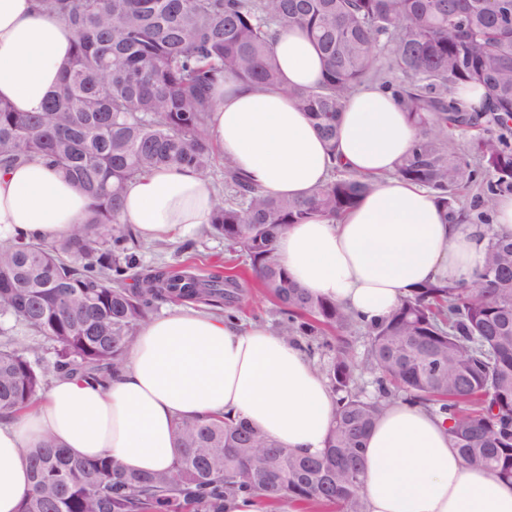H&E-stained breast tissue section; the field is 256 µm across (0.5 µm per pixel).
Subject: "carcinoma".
<instances>
[{
	"label": "carcinoma",
	"mask_w": 512,
	"mask_h": 512,
	"mask_svg": "<svg viewBox=\"0 0 512 512\" xmlns=\"http://www.w3.org/2000/svg\"><path fill=\"white\" fill-rule=\"evenodd\" d=\"M74 31L60 86L32 112L0 102V165L40 158L93 200L90 222L49 243L0 245V415L23 409L47 376L109 384L138 328L162 301L201 303L234 317L237 275L199 276L176 263L138 272L136 241L117 216L137 176L187 165L209 178L214 91L225 76L281 88L273 41L303 29L324 61L322 81L288 94L333 146L345 101L372 81L391 91L417 138L395 175L430 190L443 221L491 225L512 192V14L490 0H38ZM481 88L480 104L456 98ZM467 132L462 150L456 135ZM376 180L337 171L303 198L259 190L224 160L210 217L281 305L279 334L327 361L336 411L322 455L304 457L244 419L176 426L171 468L127 472L68 455L48 439L29 452L21 512H228L259 493L268 503L336 504L366 512L364 441L394 402L437 409L464 463L512 480V238L490 236L477 281H433L387 318L357 320L307 294L275 248L292 224L336 220ZM476 186V203L458 191ZM132 284H127V279ZM22 325L40 340L15 342ZM364 332L357 349V332Z\"/></svg>",
	"instance_id": "obj_1"
}]
</instances>
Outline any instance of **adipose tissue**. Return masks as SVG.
<instances>
[{
    "label": "adipose tissue",
    "instance_id": "obj_1",
    "mask_svg": "<svg viewBox=\"0 0 512 512\" xmlns=\"http://www.w3.org/2000/svg\"><path fill=\"white\" fill-rule=\"evenodd\" d=\"M74 32L37 0H0V102L29 112L60 84ZM282 87L226 77L209 134L261 190L299 197L331 169L378 177L336 222L292 225L276 247L291 279L365 321L386 318L433 280L469 282L491 234L512 236V194L497 198L492 225L445 224L428 189L395 177L417 131L395 98L364 86L348 98L328 148L288 97L317 84L322 58L301 29L274 43ZM209 183L190 166H163L129 184L122 223L147 240L176 241L208 223ZM91 216V201L42 161L0 169V242L49 241ZM230 414L302 455H320L335 418L327 380L301 345L269 328L176 306L138 331L120 376L101 387L53 378L22 412L0 419V512H18L31 485L27 451L52 438L82 459L109 458L129 472L171 467L175 426ZM367 512H512V482L467 466L443 417L401 403L373 425L364 453Z\"/></svg>",
    "mask_w": 512,
    "mask_h": 512
}]
</instances>
